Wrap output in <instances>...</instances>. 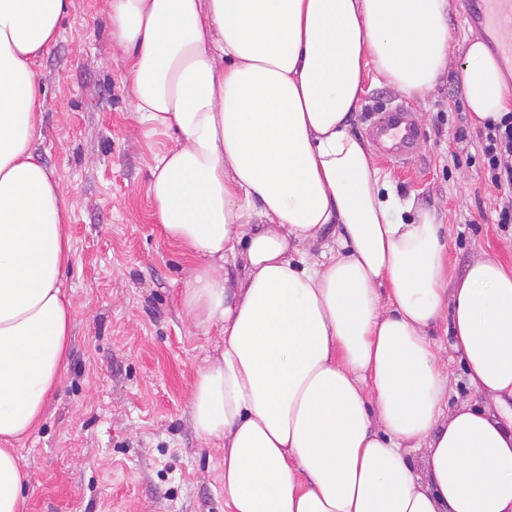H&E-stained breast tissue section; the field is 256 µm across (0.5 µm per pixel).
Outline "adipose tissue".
Returning <instances> with one entry per match:
<instances>
[{
    "label": "adipose tissue",
    "instance_id": "obj_1",
    "mask_svg": "<svg viewBox=\"0 0 512 512\" xmlns=\"http://www.w3.org/2000/svg\"><path fill=\"white\" fill-rule=\"evenodd\" d=\"M74 6L0 0V512L23 510L13 444L68 364L71 209L35 153V64ZM107 15L139 121L180 139L148 192L197 261L183 309L224 336L192 418L224 449L225 512H512V273L479 257L449 285L440 225L404 221L350 129L366 66L400 92L434 89L448 0H107ZM463 88L479 123L512 103L481 40ZM330 224L336 244L320 245ZM446 313L484 404L448 407L429 335Z\"/></svg>",
    "mask_w": 512,
    "mask_h": 512
}]
</instances>
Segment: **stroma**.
Returning <instances> with one entry per match:
<instances>
[{"instance_id":"stroma-1","label":"stroma","mask_w":512,"mask_h":512,"mask_svg":"<svg viewBox=\"0 0 512 512\" xmlns=\"http://www.w3.org/2000/svg\"><path fill=\"white\" fill-rule=\"evenodd\" d=\"M466 10L467 0H449L456 51L435 89L422 99L368 73L351 125L361 137L371 113L394 104L416 113L421 153L401 169L376 156L370 163L401 201L442 224L452 281L477 255L512 271V229L497 224L496 192L470 160L480 127L464 98V53L486 34L467 26ZM36 69V153L72 205L64 278L75 318L61 385L18 444L30 477L24 512H224V451L199 440L191 418L197 372L224 337L183 312L194 264L163 236L147 195L154 155L176 136L146 135L138 123L126 66L112 55L106 0H75ZM431 338L448 362L449 407L480 401L448 318Z\"/></svg>"}]
</instances>
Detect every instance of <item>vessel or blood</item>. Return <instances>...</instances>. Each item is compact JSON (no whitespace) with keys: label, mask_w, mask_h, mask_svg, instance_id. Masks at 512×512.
Returning a JSON list of instances; mask_svg holds the SVG:
<instances>
[{"label":"vessel or blood","mask_w":512,"mask_h":512,"mask_svg":"<svg viewBox=\"0 0 512 512\" xmlns=\"http://www.w3.org/2000/svg\"><path fill=\"white\" fill-rule=\"evenodd\" d=\"M473 14L492 32H512V0H473ZM367 135L378 156L397 165L406 164L420 147L415 114L402 106L375 113Z\"/></svg>","instance_id":"1"}]
</instances>
